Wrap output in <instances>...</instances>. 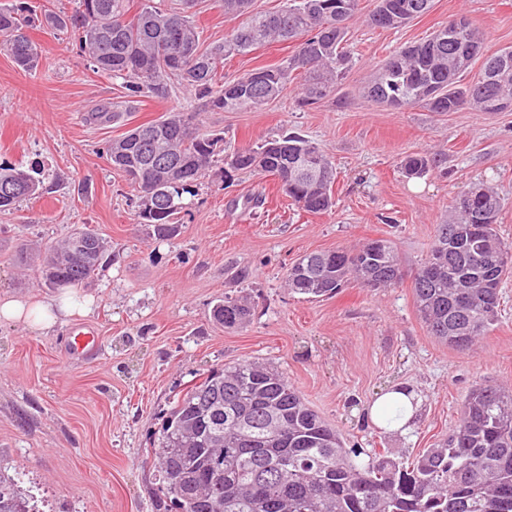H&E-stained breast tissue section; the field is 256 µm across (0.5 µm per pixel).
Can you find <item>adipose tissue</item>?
Here are the masks:
<instances>
[{"label": "adipose tissue", "mask_w": 512, "mask_h": 512, "mask_svg": "<svg viewBox=\"0 0 512 512\" xmlns=\"http://www.w3.org/2000/svg\"><path fill=\"white\" fill-rule=\"evenodd\" d=\"M92 304V297L74 292H61L38 301L2 298L0 320L17 322L31 332L44 333L59 322L88 316ZM419 405L413 390L397 385L370 406L366 419L378 428L404 433L412 427Z\"/></svg>", "instance_id": "ef3b65f1"}]
</instances>
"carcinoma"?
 Returning a JSON list of instances; mask_svg holds the SVG:
<instances>
[{
    "mask_svg": "<svg viewBox=\"0 0 512 512\" xmlns=\"http://www.w3.org/2000/svg\"><path fill=\"white\" fill-rule=\"evenodd\" d=\"M77 0L70 12L17 0L0 7V47L25 73L37 71L42 49L30 31L50 27L77 36L93 72L121 81L130 98L188 94L158 120L109 142L105 155L137 192L135 217L155 238L176 232L198 181L215 159L224 178L271 176L301 211L319 215L335 205L336 169L317 144L296 133L224 151V136L200 131V112L259 111L299 80L296 103L310 108L336 100L349 64L344 50L359 0H285L274 12L250 10L251 0H221L224 14L241 19L224 40L204 48L191 9L197 0ZM433 0H374L368 23L398 29L425 15ZM297 42L279 65L224 80V60L261 45ZM482 35L471 23L447 22L429 38L379 62L363 89L371 103L456 112L484 96L512 102V47L484 58L477 76L461 77L480 54ZM436 165L426 153L400 161L408 177ZM38 169L0 165V211L42 189ZM504 200L490 187L455 201L437 225L426 258L412 277L417 312L428 333L469 351L496 321L512 243L498 234ZM107 246L87 227L40 250V277L51 288L77 286L102 264ZM473 274L463 302L458 282ZM387 288L402 278L394 243L366 239L350 247L306 253L287 272L288 288L308 299L337 294L356 279ZM251 308L224 296L215 321L234 330ZM162 482L165 512H512V389L477 387L467 396L448 441L413 461L386 452L346 448L336 429L285 375L264 363L241 361L210 370L171 407L148 450ZM0 512H28L14 486L0 476Z\"/></svg>",
    "mask_w": 512,
    "mask_h": 512,
    "instance_id": "obj_1",
    "label": "carcinoma"
}]
</instances>
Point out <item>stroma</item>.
<instances>
[{
	"mask_svg": "<svg viewBox=\"0 0 512 512\" xmlns=\"http://www.w3.org/2000/svg\"><path fill=\"white\" fill-rule=\"evenodd\" d=\"M372 7L360 0L335 104L298 109L291 87L256 112L199 115L202 131L223 133L230 149L291 131L318 144L336 165L335 208L311 215L272 178L228 180L215 169L168 241L137 223L135 190L102 149L165 115L174 99L126 97L119 83L93 73L70 34L33 31L43 59L32 75L0 48V163L37 167L44 179L39 195L0 213V297L49 293L36 263L18 260L19 240L42 246L87 224L108 243L98 275L78 287L94 299L89 316L44 334L0 322V475L29 512H157L162 493L147 450L173 401L224 364H272L344 439L409 460L448 437L474 385L512 386V277L497 322L466 353L428 335L411 289L437 224L477 185L504 198L498 231L512 241V111L395 110L360 94L380 60L458 13L484 33L483 55L512 46V0H434L430 12L394 30L364 23ZM101 105L122 118L89 123ZM415 152L436 154L437 165L408 178L398 162ZM257 192L265 197L259 208L249 201ZM368 238L395 243L401 282L352 284L310 300L288 289L286 271L300 256ZM241 268L248 278L232 281ZM228 294L252 308L243 328L213 318ZM80 327L96 331L98 346L77 360L64 338ZM397 384L421 399L404 434L365 420Z\"/></svg>",
	"mask_w": 512,
	"mask_h": 512,
	"instance_id": "obj_1",
	"label": "stroma"
}]
</instances>
